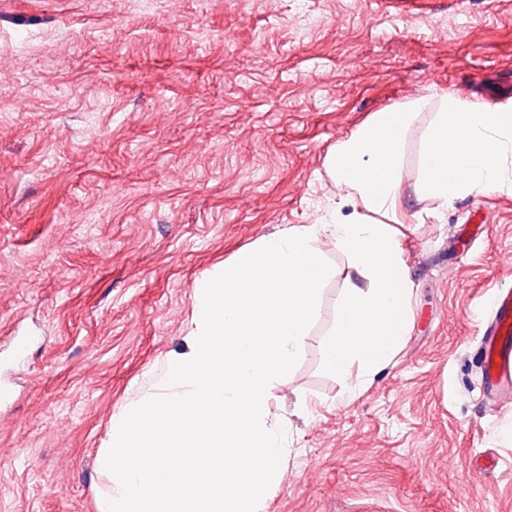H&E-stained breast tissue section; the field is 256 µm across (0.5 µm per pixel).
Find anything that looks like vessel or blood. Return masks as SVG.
I'll list each match as a JSON object with an SVG mask.
<instances>
[{"label":"vessel or blood","mask_w":512,"mask_h":512,"mask_svg":"<svg viewBox=\"0 0 512 512\" xmlns=\"http://www.w3.org/2000/svg\"><path fill=\"white\" fill-rule=\"evenodd\" d=\"M488 307L489 316L479 328L477 359L484 391L495 397L512 390V289L496 288Z\"/></svg>","instance_id":"obj_1"}]
</instances>
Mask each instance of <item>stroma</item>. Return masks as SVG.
Segmentation results:
<instances>
[{
    "instance_id": "obj_1",
    "label": "stroma",
    "mask_w": 512,
    "mask_h": 512,
    "mask_svg": "<svg viewBox=\"0 0 512 512\" xmlns=\"http://www.w3.org/2000/svg\"><path fill=\"white\" fill-rule=\"evenodd\" d=\"M435 93L512 104V0H0V512H98L111 417L186 351L197 282L350 216L329 153ZM432 120L403 144L410 332L362 384L324 372L353 275L326 249L260 512H512V403L492 411L475 356L512 287V181L417 198Z\"/></svg>"
}]
</instances>
